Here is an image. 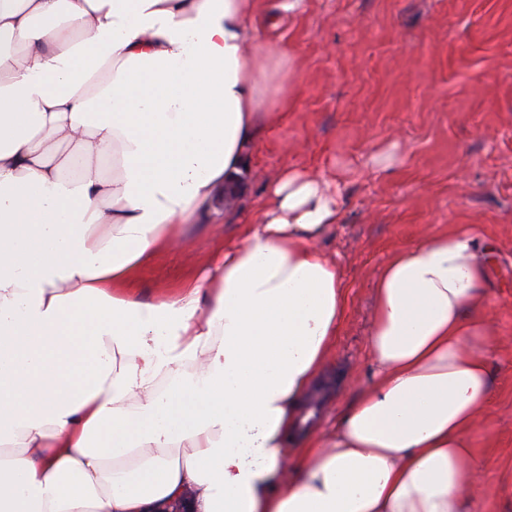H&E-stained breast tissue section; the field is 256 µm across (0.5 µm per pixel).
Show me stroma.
Segmentation results:
<instances>
[{
  "label": "stroma",
  "mask_w": 512,
  "mask_h": 512,
  "mask_svg": "<svg viewBox=\"0 0 512 512\" xmlns=\"http://www.w3.org/2000/svg\"><path fill=\"white\" fill-rule=\"evenodd\" d=\"M261 9L285 62L269 85L282 119L260 134L241 208L258 210L265 183L287 168L343 184L342 222L320 244L346 297L316 427L328 434L373 378V288L389 258L431 232L474 226L494 246L498 339L495 397L472 434L487 472L475 512H512V0H304L292 14L261 0ZM206 223L237 236L223 212L189 220L181 247L144 265L134 293L164 298L207 268Z\"/></svg>",
  "instance_id": "35a3bbf8"
}]
</instances>
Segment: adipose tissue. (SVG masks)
Returning a JSON list of instances; mask_svg holds the SVG:
<instances>
[{"mask_svg":"<svg viewBox=\"0 0 512 512\" xmlns=\"http://www.w3.org/2000/svg\"><path fill=\"white\" fill-rule=\"evenodd\" d=\"M260 3L0 0V512H474L495 339L471 230L393 253L375 379L293 464L343 317L339 183L286 171L202 277L129 292L276 118Z\"/></svg>","mask_w":512,"mask_h":512,"instance_id":"ef3b65f1","label":"adipose tissue"}]
</instances>
